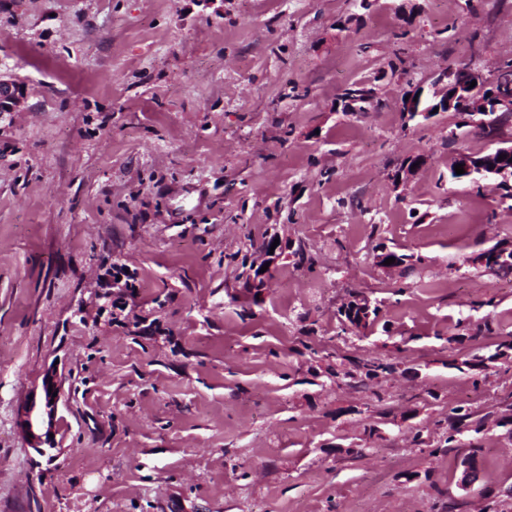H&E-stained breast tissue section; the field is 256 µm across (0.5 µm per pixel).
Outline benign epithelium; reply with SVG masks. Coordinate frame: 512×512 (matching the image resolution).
<instances>
[{"instance_id":"1","label":"benign epithelium","mask_w":512,"mask_h":512,"mask_svg":"<svg viewBox=\"0 0 512 512\" xmlns=\"http://www.w3.org/2000/svg\"><path fill=\"white\" fill-rule=\"evenodd\" d=\"M475 86H470L471 82ZM27 102L25 84L8 72H0V116L6 112H21ZM380 105L376 92L365 89L349 92L344 98L348 112H363L365 104ZM440 112L460 111L464 123L478 129L489 124L487 116L512 115V61L502 63L493 75L486 74L481 68L469 62L450 64L441 70L432 80L429 87L419 88L406 101V111L410 113L433 114ZM462 165L464 172H472L477 162L475 157L464 148L454 153L449 172L454 166ZM61 392V384L56 374L50 372L43 378L41 399L31 400L24 411L21 425L30 434V445L42 456H52L56 449L55 439L50 437L58 412L60 397L53 393Z\"/></svg>"}]
</instances>
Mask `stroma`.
<instances>
[{
  "mask_svg": "<svg viewBox=\"0 0 512 512\" xmlns=\"http://www.w3.org/2000/svg\"><path fill=\"white\" fill-rule=\"evenodd\" d=\"M510 59L512 0H0L29 88L0 116V512H512V360L479 387L451 366L512 338V274L473 263L512 210L448 177L512 120L405 110ZM354 82L381 107L343 111ZM274 234L255 304L229 256ZM352 291L391 334H341ZM461 320L492 331L454 342ZM50 371L51 460L19 425ZM462 401L486 417L469 487L435 426Z\"/></svg>",
  "mask_w": 512,
  "mask_h": 512,
  "instance_id": "stroma-1",
  "label": "stroma"
}]
</instances>
